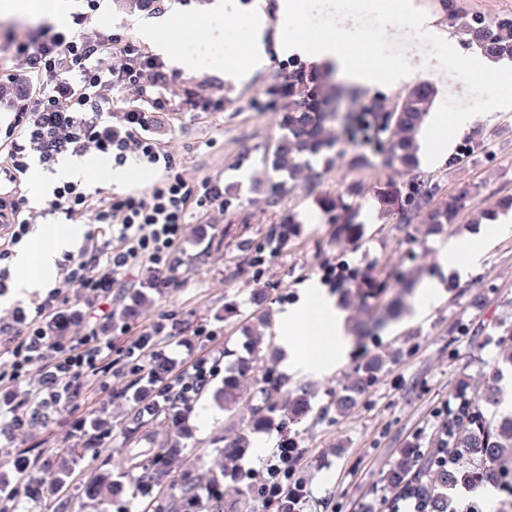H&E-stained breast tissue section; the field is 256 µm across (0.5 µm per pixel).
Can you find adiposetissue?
<instances>
[{
    "mask_svg": "<svg viewBox=\"0 0 512 512\" xmlns=\"http://www.w3.org/2000/svg\"><path fill=\"white\" fill-rule=\"evenodd\" d=\"M333 6V0H283L282 9L302 25L299 33L287 42V50L337 68L355 82L376 81L379 72L360 63L358 45L339 40L335 30L306 26L308 14L327 12ZM78 233V227L73 224L40 225L18 256L15 288L28 290L47 283L55 273L59 253ZM279 336L284 352L289 355L290 370L304 373L332 367L347 346L341 310L333 297L315 286L307 288L302 300L282 313Z\"/></svg>",
    "mask_w": 512,
    "mask_h": 512,
    "instance_id": "ef3b65f1",
    "label": "adipose tissue"
}]
</instances>
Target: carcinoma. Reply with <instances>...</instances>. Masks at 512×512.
I'll use <instances>...</instances> for the list:
<instances>
[{
  "label": "carcinoma",
  "mask_w": 512,
  "mask_h": 512,
  "mask_svg": "<svg viewBox=\"0 0 512 512\" xmlns=\"http://www.w3.org/2000/svg\"><path fill=\"white\" fill-rule=\"evenodd\" d=\"M468 41L476 43L485 55L491 58H512V20L489 28L478 16L462 26ZM286 97L279 107L280 126L284 134L277 142L271 156V168L276 173H286L295 180L298 172L311 169V160L331 152L336 139L327 135V126L340 122L352 141L361 140L375 147L384 146L390 164L411 173L402 193L390 184L379 188L376 199L382 213L402 214L406 222L422 219L432 234L447 233L448 227L456 223L461 199L452 197L440 205L433 204L437 186L421 174L414 173L417 165V144L421 123L433 104V89L427 84H418L391 106L374 100L363 111L351 115L332 111V106L347 96V88L328 76H312L304 70H296L288 77V90H273ZM327 208L345 213L336 238L355 242L360 237V228L353 223L356 211L341 194L326 203ZM414 289L413 279L403 272L387 274L382 279L362 277L354 279V292L346 293L344 300L355 296L368 309L369 318L358 322L352 329L357 339L372 336L394 318L399 309L400 298ZM255 347L247 345V355L239 354L224 368L221 386L211 389L213 401L224 410L237 407L240 402V386L254 370ZM384 366L380 357L368 359L354 377L340 390L333 400L338 413H346L356 407L374 377ZM281 381H267L250 399L248 409L256 432L264 431L275 422L278 411L277 398ZM499 404V388L491 382L478 395L468 394L466 382H460L457 401L448 412L447 426L430 443V449L422 450L418 445L408 444L400 449V459L384 477L385 486L392 492L407 491L422 499L426 512H457L453 491L484 480L501 483L512 480V416L495 422L487 417L486 409ZM312 407L306 394L288 398V423L295 424L305 419ZM163 418L178 426L184 419L180 407L147 410L142 405L133 409V428L136 433L148 422ZM442 448H453L462 457L484 468L482 477L475 471L460 465L446 466L439 463L437 453ZM181 451L175 444L169 448H158L145 457L137 448L128 451L126 462L140 470L141 479L149 486L162 483L166 477L165 464L171 456ZM246 451V441L240 437L224 440V458L233 461ZM125 486L112 480L109 475H100L86 486L88 496L98 498L104 504L125 494ZM198 488L193 483L181 487L178 498L164 506L163 512H182L187 501Z\"/></svg>",
  "instance_id": "obj_1"
}]
</instances>
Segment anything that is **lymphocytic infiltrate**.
Listing matches in <instances>:
<instances>
[{
    "label": "lymphocytic infiltrate",
    "instance_id": "1",
    "mask_svg": "<svg viewBox=\"0 0 512 512\" xmlns=\"http://www.w3.org/2000/svg\"><path fill=\"white\" fill-rule=\"evenodd\" d=\"M16 49L25 55L29 69L51 77L55 85L41 95L31 117L21 116L16 121L19 131L9 149L15 171H25V159L31 153L50 166L59 156H80L92 149L119 164L133 158L162 172L145 192L134 190L97 198L72 181L52 191L47 203L49 211L73 219L90 210L95 223L112 229L111 239L92 259H68L64 280L67 286L90 294L85 308H73L62 289L55 287L34 310L18 307L12 314L14 324L21 327V337L8 349L6 360H0V382L17 380L34 359H43L46 372L42 387L56 401L111 357L113 351H120L136 375L148 373V361H165V354L157 349L165 334L163 322H154L118 348L106 328L112 315H97L95 302L109 300L113 287L128 279L139 265H150L161 274L168 272L170 258L183 240L190 206L223 204L224 190L219 181H189L176 173L174 158L160 148L144 113L128 112L126 129L113 127L112 89H132L148 97L161 93L167 85L169 76L157 60L135 53L114 35L99 41L74 40L66 30L52 27L42 32L35 45L21 42ZM106 53L119 54L124 65L118 69L102 68L100 60ZM75 323L87 324V332L78 339H66V330ZM214 373L207 360H196L163 384L154 406L168 405V394L174 390L182 407L190 408ZM300 458L296 440L281 438L276 453L263 467L262 487L269 502H277L287 493Z\"/></svg>",
    "mask_w": 512,
    "mask_h": 512
}]
</instances>
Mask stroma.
<instances>
[{
    "label": "stroma",
    "mask_w": 512,
    "mask_h": 512,
    "mask_svg": "<svg viewBox=\"0 0 512 512\" xmlns=\"http://www.w3.org/2000/svg\"><path fill=\"white\" fill-rule=\"evenodd\" d=\"M222 1L229 18L222 41L214 46L202 35L215 22V0H159L151 11L100 0L95 12L88 11L85 0H66L69 12L88 14L75 31L78 37L117 34L145 53L149 47L139 30L156 24L175 55L192 58L188 70L165 63L171 81L163 105H152L131 91L113 90L112 119L120 121L133 109L146 112L155 120L160 146L175 157L179 174L199 181L217 179L224 185L223 206L191 208L169 278L144 266L134 271L130 282L115 286L114 311H122L131 294L142 293L143 299L139 318L126 330H113L112 340L123 346L128 335L161 319L167 334L158 344L160 350L175 353L187 364L206 358L221 369L227 364L226 352L241 351L244 328H255L261 349L278 345L280 313L295 305L309 285L340 296V283L324 279L328 268L345 265L362 276H382L395 266L420 282H437L441 298L427 313L409 310L361 344L351 345L330 369L292 373L283 360L267 357L243 384L247 399L269 378L284 381L285 391L308 393L312 413L288 429L302 451L296 476L308 496L307 512H363L368 504L374 512H390L394 496L383 478L401 448L412 441L428 446L448 418L459 381L478 390L489 362L502 350V339L512 334V234L496 239L479 264L460 272L444 265L440 255L444 243L471 240L474 228L469 220L474 213L496 209L500 199L512 196V112L468 119L464 135L476 146L457 165L418 166V173L437 186L435 202L451 195L463 198L458 222L447 234L431 236L421 221L406 224L399 216L381 214L377 187L389 182L402 187L408 177L358 142H342L340 156L315 160L313 178H298L292 194L278 195L274 185L280 177L269 157L282 130L270 88L287 81L296 69L312 70L316 64L284 50L295 23L281 10V0ZM454 3L457 16L452 19L441 0H414L416 11L432 15L452 35L471 16L512 18V0ZM257 14L266 18L267 64L251 71L246 67V50L254 39L249 21ZM40 24L31 17L0 18V64L32 88L29 96L9 102L0 112V165L10 162L4 146L8 124L15 113L32 111L35 97L49 85L46 76L30 72L12 49L13 43L31 40ZM216 55L244 69L243 79L214 70ZM343 192L357 208L356 223L364 228L353 245L337 243L336 230L344 216L323 206ZM287 216L295 232L281 244L274 231ZM257 291L269 296L259 310L249 301ZM228 303L238 306L230 318L224 315ZM363 355L382 357L384 367L353 411L336 414L331 396L352 376ZM43 375V364L36 360L21 378L0 384V407L8 411L0 418V472L15 483L0 490V512H98L84 489L100 473L112 474L127 488L113 502L112 512H143L146 504L162 505L178 495L184 481L202 484L220 472L224 438L235 433L247 436L250 451L236 466L238 479L224 483V512H255L246 475L261 472L280 433L275 427L250 432L246 407L224 412L203 391L181 428L160 420L144 428L138 447L162 448L175 441L182 447L169 461L167 479L146 500L135 491L138 472L121 467L129 447L125 426L135 390L127 366L103 362L73 386L71 398L48 402V421L34 426L30 419L39 402L29 391L39 386ZM96 428L103 440L93 453L85 450L84 441ZM64 448L70 451L65 459L71 475L57 487L53 481ZM21 456L49 483V490L29 495L18 485L15 461Z\"/></svg>",
    "instance_id": "1"
}]
</instances>
